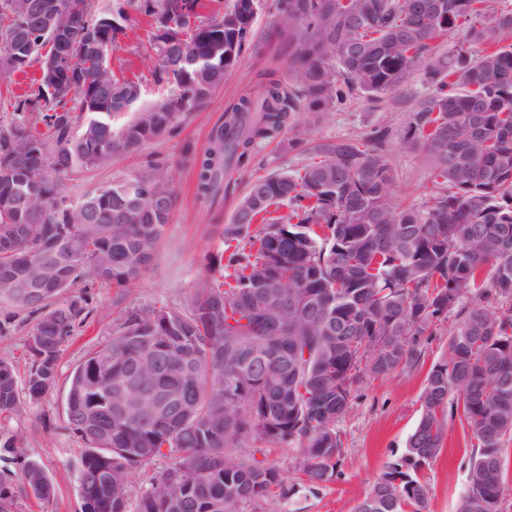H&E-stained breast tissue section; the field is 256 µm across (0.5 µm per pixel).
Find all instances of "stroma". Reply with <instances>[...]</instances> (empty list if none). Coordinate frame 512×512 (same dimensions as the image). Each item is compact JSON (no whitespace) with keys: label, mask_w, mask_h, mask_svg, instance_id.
<instances>
[{"label":"stroma","mask_w":512,"mask_h":512,"mask_svg":"<svg viewBox=\"0 0 512 512\" xmlns=\"http://www.w3.org/2000/svg\"><path fill=\"white\" fill-rule=\"evenodd\" d=\"M273 3L261 0L251 39L235 71L203 103L181 113L174 130L146 142L137 152L115 156L109 166L81 168L64 177L65 195L77 201L103 185L132 177L147 161H160L169 168L177 201L159 254L140 280L126 289L122 305H113V289H88L93 307L89 323L67 343L55 387L40 400L22 398L19 416L5 421V428L24 435L28 458L43 468L55 488L54 497L44 503L19 493L16 512H83L77 480L81 443L68 430L66 418L72 370L102 341L104 332L119 323L124 309L187 306L206 273L205 255L224 249L215 231L216 222L229 221L238 198L253 179L270 173H292L309 162L308 154L289 150L287 143L265 141L257 146L249 167L231 171L234 194L207 199L197 191L195 158L207 147L213 127L223 123L225 111L242 95L260 91L261 71L272 70L286 84L294 82V50L288 37L270 36L276 24ZM126 16L124 31L112 48V70L117 76L139 79L141 102L149 105L169 93L154 74L157 60L150 47L152 19L133 7L128 8ZM39 76L40 62L36 59L25 71L0 75V129L15 120L16 98L29 92ZM433 91V85L419 70L400 91L374 98L357 96L320 116L305 117L304 122L319 142L359 137L374 128L388 127L391 138L387 159L395 174L393 201L418 207L430 197L432 172L422 154L402 146L400 139L419 103ZM452 325L449 318L433 325L423 356L412 370L358 388L349 415L337 425L343 448L334 482L320 488L304 485L296 470L297 449L249 441L237 447L239 455L275 464L294 486L289 500L248 503L240 512H352L386 463L404 453L418 419L424 380L430 368L447 355ZM32 327L27 312L0 298V359L15 365L22 382L27 379L32 358L28 346ZM469 448L470 437L460 421L449 422L444 452L427 473L430 512H456L466 487Z\"/></svg>","instance_id":"obj_1"}]
</instances>
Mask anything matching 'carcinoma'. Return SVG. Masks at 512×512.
I'll return each instance as SVG.
<instances>
[{
  "mask_svg": "<svg viewBox=\"0 0 512 512\" xmlns=\"http://www.w3.org/2000/svg\"><path fill=\"white\" fill-rule=\"evenodd\" d=\"M276 0L278 24L298 38L296 83L262 74V92L224 113L197 161V190L212 194L232 169L249 166L255 146L290 132L308 146L301 111H326L356 94L401 89L420 67L435 85L402 142L421 147L436 190L420 207L392 203L394 172L385 128L365 138L309 146L298 171L251 183L232 219L219 225L231 249L207 258L212 275L185 308L127 310L73 370L68 429L84 443L78 480L84 512H238L240 505L286 499L271 463L230 452L246 441L293 446L302 481L336 478L342 454L337 423L365 382L413 369L432 324L452 314L448 356L429 371L421 413L405 454L387 464L354 512H430L425 471L444 452L455 410L475 441L456 512H504L512 495L505 445L512 440V8L491 0ZM256 0H234L206 20L205 0H141L153 18L160 77L178 93L138 109L139 82L117 77L109 51L123 16L116 2L95 13L91 0H0L5 71L23 70L50 44L38 20L54 12L68 33L72 96L44 80L18 101L35 115L0 130V296L36 318L41 348L26 395L37 401L56 384L63 346L85 327L96 283L113 303L157 255L174 206L168 169L151 162L134 177L74 203L61 178L105 167L137 151L190 112L238 65L252 34ZM484 46L473 61L464 46L443 49L460 25ZM87 118L72 132L73 113ZM137 112L120 131L112 113ZM31 195L36 204L19 197ZM288 204L286 215L275 207ZM248 249L239 248V244ZM63 258L68 283L40 301L16 298L12 273L52 269ZM464 297L473 298L469 305ZM150 369L131 382L137 364ZM112 379V397L98 388ZM180 391L188 410L160 415L149 401ZM13 365L0 360V417L20 413ZM97 415L84 428V413ZM0 445L24 459L0 479V512H15L18 487L38 502L54 487L25 458L18 431ZM164 458L169 465L130 505L133 475Z\"/></svg>",
  "mask_w": 512,
  "mask_h": 512,
  "instance_id": "carcinoma-1",
  "label": "carcinoma"
}]
</instances>
